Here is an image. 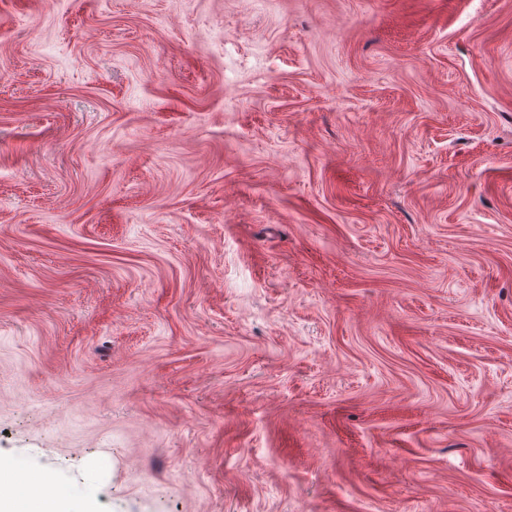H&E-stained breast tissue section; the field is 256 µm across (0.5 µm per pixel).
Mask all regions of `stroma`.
<instances>
[{
	"mask_svg": "<svg viewBox=\"0 0 512 512\" xmlns=\"http://www.w3.org/2000/svg\"><path fill=\"white\" fill-rule=\"evenodd\" d=\"M1 459L512 512V0H0Z\"/></svg>",
	"mask_w": 512,
	"mask_h": 512,
	"instance_id": "obj_1",
	"label": "stroma"
}]
</instances>
